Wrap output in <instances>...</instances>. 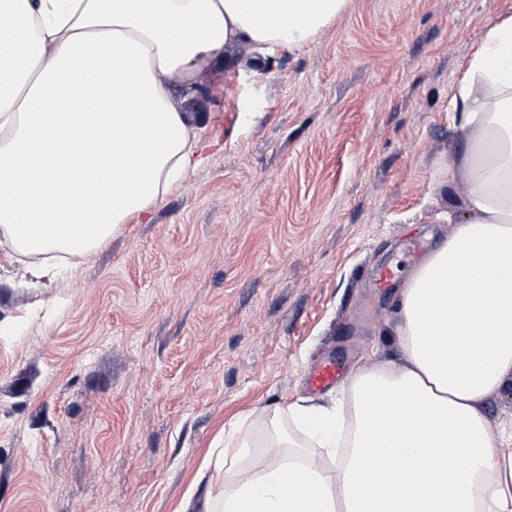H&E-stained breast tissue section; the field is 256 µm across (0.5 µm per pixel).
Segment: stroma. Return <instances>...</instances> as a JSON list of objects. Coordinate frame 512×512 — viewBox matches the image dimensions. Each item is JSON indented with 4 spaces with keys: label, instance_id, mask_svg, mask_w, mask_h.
Segmentation results:
<instances>
[{
    "label": "stroma",
    "instance_id": "obj_1",
    "mask_svg": "<svg viewBox=\"0 0 512 512\" xmlns=\"http://www.w3.org/2000/svg\"><path fill=\"white\" fill-rule=\"evenodd\" d=\"M512 0H349L307 47L229 45L195 90L202 164L75 274L0 258V512H177L236 420L389 348L393 300L467 218L452 100ZM396 267L395 288L376 271ZM343 375V365L336 358H327L318 363L308 375V385L312 390L320 391L332 386Z\"/></svg>",
    "mask_w": 512,
    "mask_h": 512
}]
</instances>
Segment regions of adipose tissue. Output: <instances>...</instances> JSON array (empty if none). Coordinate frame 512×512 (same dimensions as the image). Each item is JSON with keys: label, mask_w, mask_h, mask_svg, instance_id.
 Returning a JSON list of instances; mask_svg holds the SVG:
<instances>
[{"label": "adipose tissue", "mask_w": 512, "mask_h": 512, "mask_svg": "<svg viewBox=\"0 0 512 512\" xmlns=\"http://www.w3.org/2000/svg\"><path fill=\"white\" fill-rule=\"evenodd\" d=\"M348 0H0V246L85 257L203 161L186 88L226 45L303 49ZM468 219L393 307L395 353L305 399L252 473L177 512H512V17L492 23L455 105ZM484 410L493 426L500 416L512 413V385L493 393L486 400Z\"/></svg>", "instance_id": "obj_1"}]
</instances>
